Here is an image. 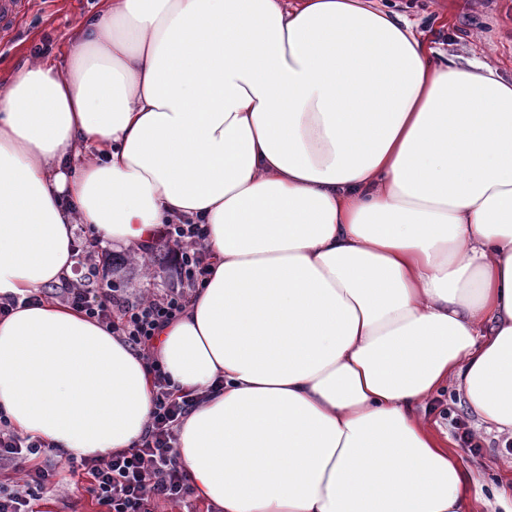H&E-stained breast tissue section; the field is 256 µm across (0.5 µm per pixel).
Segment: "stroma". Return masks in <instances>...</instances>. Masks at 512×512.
Segmentation results:
<instances>
[{"instance_id": "35a3bbf8", "label": "stroma", "mask_w": 512, "mask_h": 512, "mask_svg": "<svg viewBox=\"0 0 512 512\" xmlns=\"http://www.w3.org/2000/svg\"><path fill=\"white\" fill-rule=\"evenodd\" d=\"M375 5L405 15L428 47L457 61L480 58L512 76V0H374ZM98 0H29L14 29L0 36V76L31 56L35 46L51 41L50 55L66 65L76 34L78 16L97 8ZM448 432V446L483 477L486 494L503 482H512V449L503 441L486 438L480 453H471L462 441L463 431H474L475 418L454 391H446L433 415ZM40 465L55 466L58 483L45 493L40 512H104L86 490L84 476L71 473L58 450L48 449Z\"/></svg>"}]
</instances>
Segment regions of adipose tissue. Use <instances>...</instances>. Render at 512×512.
<instances>
[{"instance_id": "1", "label": "adipose tissue", "mask_w": 512, "mask_h": 512, "mask_svg": "<svg viewBox=\"0 0 512 512\" xmlns=\"http://www.w3.org/2000/svg\"><path fill=\"white\" fill-rule=\"evenodd\" d=\"M211 273L154 354L218 512H476L424 420L455 385L512 434V79L367 0H101L69 63L0 80V296L71 276L77 225ZM144 360L45 300L0 318V412L67 457L133 448Z\"/></svg>"}]
</instances>
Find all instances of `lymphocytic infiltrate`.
Instances as JSON below:
<instances>
[{
  "label": "lymphocytic infiltrate",
  "instance_id": "1",
  "mask_svg": "<svg viewBox=\"0 0 512 512\" xmlns=\"http://www.w3.org/2000/svg\"><path fill=\"white\" fill-rule=\"evenodd\" d=\"M159 236L179 252L176 287L145 297L66 278L54 292L56 300L83 312L141 354L152 376L154 409L135 447L106 458L67 461L72 472L90 476L89 491L106 512H154L159 503H183L192 494L175 445L178 426L197 400L175 394L154 356L153 340L161 327L179 318L189 297L205 283L211 256L203 245L205 225L166 224ZM43 448L42 441L23 435L0 413V471L20 476L19 481L0 483V512H35V502L56 475L54 468L38 463Z\"/></svg>",
  "mask_w": 512,
  "mask_h": 512
}]
</instances>
